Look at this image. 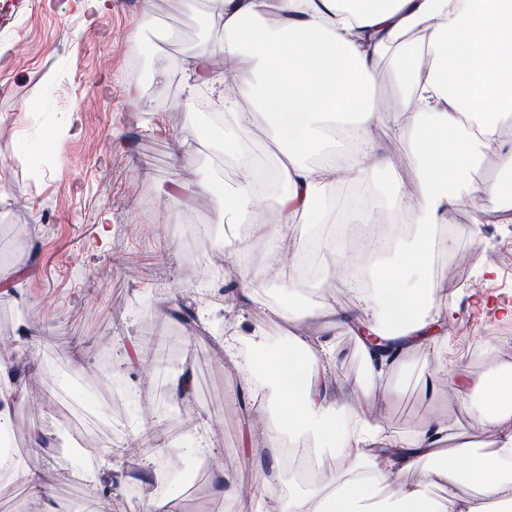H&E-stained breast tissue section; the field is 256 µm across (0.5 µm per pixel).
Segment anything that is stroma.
Wrapping results in <instances>:
<instances>
[{
  "label": "stroma",
  "mask_w": 512,
  "mask_h": 512,
  "mask_svg": "<svg viewBox=\"0 0 512 512\" xmlns=\"http://www.w3.org/2000/svg\"><path fill=\"white\" fill-rule=\"evenodd\" d=\"M204 0H107L88 18L76 0H28L0 27V409H10L22 472L0 476V512H145V496L173 497L180 512H227L218 490L228 476L242 496L256 490L252 456L242 454L247 431L262 433L264 420L246 415L248 391L224 367V338L213 327L246 328L254 309L223 303L199 318L202 272L213 260L222 280L238 271L220 246L227 224L200 184L214 176L236 183L235 159L213 153L207 142L221 126L206 113L177 105L189 55L219 43L221 28L206 25ZM166 58V80L148 85L144 101L131 100L128 80ZM201 136L196 159L184 165L179 145ZM465 222L440 228L466 252L471 272L495 269L485 297L456 286L447 247L436 248L432 271L446 286L453 325L448 358L481 375L512 364V319L497 306L512 303V258L498 252L512 241V223L487 220L486 201L465 200ZM69 264H59L60 255ZM197 315L186 329L178 312ZM343 350L337 374L345 397L351 382L371 390L370 412L387 431L418 430L424 419L421 386L425 358L374 382L366 376L352 333L337 328ZM188 368L195 393L173 398L170 380ZM91 377L104 422L99 447L63 431L70 405L63 374ZM398 388L399 399L384 395ZM51 393L57 411H29L36 390ZM207 428L215 448L195 488L171 492L168 483H146L152 450L184 447ZM146 448L130 453L128 444ZM106 457L108 482L85 488L65 474L67 449ZM30 473L47 476L51 497L31 493Z\"/></svg>",
  "instance_id": "stroma-1"
}]
</instances>
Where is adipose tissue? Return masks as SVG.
Masks as SVG:
<instances>
[{
    "instance_id": "adipose-tissue-1",
    "label": "adipose tissue",
    "mask_w": 512,
    "mask_h": 512,
    "mask_svg": "<svg viewBox=\"0 0 512 512\" xmlns=\"http://www.w3.org/2000/svg\"><path fill=\"white\" fill-rule=\"evenodd\" d=\"M209 19L224 40L206 46L186 63L185 111L198 110L196 94L209 87L223 111L221 149L236 156L242 181L232 190L212 189L225 223L238 224L260 209L261 189L279 187L275 221L254 224L253 239L269 250L287 243L293 266L240 257L234 302H258L253 285L282 287L280 318L295 329L288 344L298 360L284 361L259 323H251L247 348L224 339V360L252 390L255 409L272 398L287 401L266 429L270 470L260 473V499L224 490L233 512H512V366L475 376L441 358L447 310L428 276L434 236L451 223L479 160L498 155L502 168L475 188L489 201L496 222H512V148L504 123L512 118V0H212ZM275 13L267 23V13ZM392 55L405 91L391 110L374 102L373 66ZM228 61L216 73L217 58ZM411 144L414 190H407L391 155L376 137L381 129ZM274 146L273 167L261 170L245 152L252 131ZM351 185H374L394 213L416 227L411 241L369 238L354 252L342 235L316 239L296 234V222L324 223L334 205L351 207L340 194ZM336 256L341 281L354 295L350 307L319 303L330 336L300 335L307 315L299 304L298 264L308 250ZM364 327L360 343L366 373L373 377L404 368L427 354L434 360L423 383L425 425L408 435L390 434L357 402L336 394L341 355L333 329ZM452 393L471 420L495 435L478 449L433 413L435 401ZM309 447L331 449L335 481L287 476L282 433ZM413 472L415 481L391 490L393 477Z\"/></svg>"
}]
</instances>
